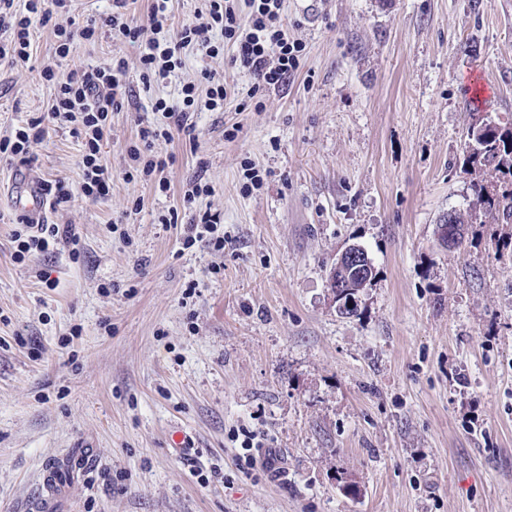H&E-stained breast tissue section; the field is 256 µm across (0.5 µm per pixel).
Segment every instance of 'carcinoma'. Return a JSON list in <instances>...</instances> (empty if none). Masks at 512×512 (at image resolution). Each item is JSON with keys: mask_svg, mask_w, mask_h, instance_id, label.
Instances as JSON below:
<instances>
[{"mask_svg": "<svg viewBox=\"0 0 512 512\" xmlns=\"http://www.w3.org/2000/svg\"><path fill=\"white\" fill-rule=\"evenodd\" d=\"M473 167L486 168L491 180L472 184L476 212H454L455 224L483 217L489 224L512 225V123H494L478 150L468 155Z\"/></svg>", "mask_w": 512, "mask_h": 512, "instance_id": "carcinoma-1", "label": "carcinoma"}]
</instances>
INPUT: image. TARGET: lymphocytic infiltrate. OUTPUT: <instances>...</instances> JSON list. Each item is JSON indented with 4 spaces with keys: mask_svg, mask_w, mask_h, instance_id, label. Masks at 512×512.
Returning <instances> with one entry per match:
<instances>
[{
    "mask_svg": "<svg viewBox=\"0 0 512 512\" xmlns=\"http://www.w3.org/2000/svg\"><path fill=\"white\" fill-rule=\"evenodd\" d=\"M14 2L0 0V60L12 66L29 62L34 26L38 23L53 24L57 37L55 54L60 59L69 55L75 40L92 41L104 32L120 41L144 44L139 69L140 80L147 87L174 74L187 48H195L210 58L218 56L221 44L212 40L216 32L221 33L223 44H230L233 49L231 67L251 77L246 90L250 98L288 84L303 58V44L288 35L282 15L284 0H204V10L177 29L171 23L170 0H152L145 26L129 16L126 0H113L110 13L83 24L70 17L71 0H26L20 10ZM125 75L126 64L121 59L64 75L55 66H44L40 77L54 88L50 106L11 134L0 137V158L29 163L48 125L68 126L83 144V195L95 200L110 196L112 173L103 161L102 146L113 113L121 111L130 98ZM227 96L223 75L205 68L198 80L182 85L176 101L156 99L151 106L153 122L140 128L138 144L126 151L128 171L156 184L159 190H169L167 171L175 158L155 152V141L170 138L176 131L186 143L196 145L195 112L202 108L221 111ZM12 241L14 259L19 263L58 242L69 247L72 260L81 257V238L70 224H25L14 230Z\"/></svg>",
    "mask_w": 512,
    "mask_h": 512,
    "instance_id": "f902f5d3",
    "label": "lymphocytic infiltrate"
}]
</instances>
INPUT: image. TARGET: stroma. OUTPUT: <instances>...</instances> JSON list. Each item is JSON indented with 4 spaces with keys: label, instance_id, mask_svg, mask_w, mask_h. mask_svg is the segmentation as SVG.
<instances>
[{
    "label": "stroma",
    "instance_id": "stroma-1",
    "mask_svg": "<svg viewBox=\"0 0 512 512\" xmlns=\"http://www.w3.org/2000/svg\"><path fill=\"white\" fill-rule=\"evenodd\" d=\"M284 18L301 67L256 101L228 47L186 50L146 89L140 45L103 34L59 61L39 24L30 62L0 64V136L47 110L45 64L121 58L133 90L104 143L108 198L82 195L68 127L28 167L66 177L72 201L46 221L76 226L79 261L57 244L15 262L18 165L0 159V512H31L44 462L82 441L96 460L74 512H512V227L470 225L450 250L436 236L473 202L468 127L512 121V0H284ZM205 66L230 93L196 114L197 150L155 142L176 159L170 190L126 177L152 100ZM199 174L210 191L186 205ZM206 208L223 251L183 244ZM172 209L176 228L159 222ZM352 244L375 276L349 317L328 276ZM174 425L190 456L168 448ZM248 441L276 468L238 465Z\"/></svg>",
    "mask_w": 512,
    "mask_h": 512
}]
</instances>
